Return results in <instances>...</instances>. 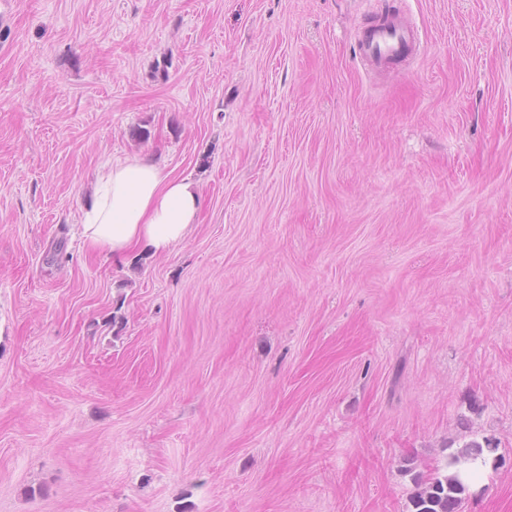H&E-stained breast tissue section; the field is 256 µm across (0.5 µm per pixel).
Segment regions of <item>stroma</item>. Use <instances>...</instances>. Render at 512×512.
Returning <instances> with one entry per match:
<instances>
[{"mask_svg":"<svg viewBox=\"0 0 512 512\" xmlns=\"http://www.w3.org/2000/svg\"><path fill=\"white\" fill-rule=\"evenodd\" d=\"M127 158L168 253L83 244ZM474 437L512 512V0H0V512H411ZM420 40V32L403 14L364 29L358 37V56L370 72L380 73L392 60L407 57ZM200 210L196 184L159 165L133 159L112 163L82 207L88 249L112 256L134 250L164 253L184 241Z\"/></svg>","mask_w":512,"mask_h":512,"instance_id":"35a3bbf8","label":"stroma"}]
</instances>
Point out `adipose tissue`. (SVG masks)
Here are the masks:
<instances>
[{
  "instance_id": "1",
  "label": "adipose tissue",
  "mask_w": 512,
  "mask_h": 512,
  "mask_svg": "<svg viewBox=\"0 0 512 512\" xmlns=\"http://www.w3.org/2000/svg\"><path fill=\"white\" fill-rule=\"evenodd\" d=\"M199 210L193 181L171 176L157 164L128 159L98 176L82 208V236L88 249L115 256L134 250L164 253L184 241Z\"/></svg>"
}]
</instances>
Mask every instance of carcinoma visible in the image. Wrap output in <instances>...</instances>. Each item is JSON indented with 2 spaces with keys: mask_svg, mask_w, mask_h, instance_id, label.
I'll use <instances>...</instances> for the list:
<instances>
[{
  "mask_svg": "<svg viewBox=\"0 0 512 512\" xmlns=\"http://www.w3.org/2000/svg\"><path fill=\"white\" fill-rule=\"evenodd\" d=\"M496 450L491 440L471 439L448 454L447 473L423 477L414 475L416 492L411 499L413 512H460L475 467Z\"/></svg>",
  "mask_w": 512,
  "mask_h": 512,
  "instance_id": "cac0c4a2",
  "label": "carcinoma"
}]
</instances>
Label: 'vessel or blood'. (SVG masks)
<instances>
[{
  "label": "vessel or blood",
  "mask_w": 512,
  "mask_h": 512,
  "mask_svg": "<svg viewBox=\"0 0 512 512\" xmlns=\"http://www.w3.org/2000/svg\"><path fill=\"white\" fill-rule=\"evenodd\" d=\"M420 40V32L404 15L387 18L364 29L357 40L362 65L378 73L390 61L407 57Z\"/></svg>",
  "instance_id": "vessel-or-blood-1"
}]
</instances>
